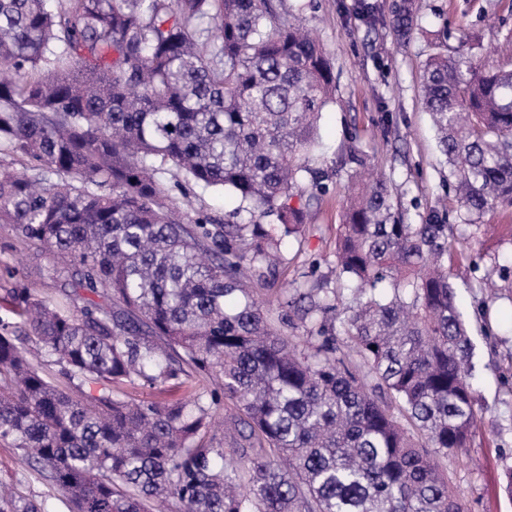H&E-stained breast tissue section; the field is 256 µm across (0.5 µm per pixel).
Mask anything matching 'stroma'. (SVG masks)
I'll return each instance as SVG.
<instances>
[{
  "instance_id": "obj_1",
  "label": "stroma",
  "mask_w": 512,
  "mask_h": 512,
  "mask_svg": "<svg viewBox=\"0 0 512 512\" xmlns=\"http://www.w3.org/2000/svg\"><path fill=\"white\" fill-rule=\"evenodd\" d=\"M380 17L370 26L357 16V0H285L312 29L325 48L336 77V93L318 123V146L305 162L332 172L329 192L312 209L301 241L286 243L283 262L273 285L260 296L277 310L284 289L309 281L334 285L336 228L342 219L350 184L340 161L345 133L357 129L360 146L371 166L402 187L400 205L409 216L447 208L465 251L462 263L448 269L474 344L473 383L481 407L483 434L462 456L444 457L447 470L469 512H512L504 492L505 470L512 467V237L503 235L501 212H489L470 224L444 184L448 166L437 146V135L420 93L423 62L435 50V33L447 29L448 50L467 37L483 64L512 60V0H410L415 25L401 38L391 22L397 0H372ZM175 202L190 200L189 217L221 216L234 208L228 193L200 187L182 193L183 177L166 174ZM50 258L37 245L0 223V298L23 284L38 297L65 302V279L48 271ZM493 276L497 295L481 287ZM0 483L17 488L41 512H69L62 492L44 481L19 450L0 441Z\"/></svg>"
}]
</instances>
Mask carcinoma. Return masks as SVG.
Instances as JSON below:
<instances>
[{"label": "carcinoma", "mask_w": 512, "mask_h": 512, "mask_svg": "<svg viewBox=\"0 0 512 512\" xmlns=\"http://www.w3.org/2000/svg\"><path fill=\"white\" fill-rule=\"evenodd\" d=\"M0 0V223L83 290L77 313L12 288L34 339L0 327V439L74 512H465L433 456L482 416L472 344L448 281L455 225L412 222L350 135L335 288L257 297L304 233L329 175L305 165L336 92L327 53L285 0ZM413 22L407 0L393 24ZM438 34L422 96L460 207H512V62L485 67ZM239 205L195 220L168 167ZM250 215L248 221L241 214ZM306 329L298 349L284 328ZM58 366L69 391L42 374ZM214 388L130 403L112 385ZM90 383L102 386L93 396ZM235 414L224 438L213 405ZM0 512H41L0 489Z\"/></svg>", "instance_id": "carcinoma-1"}]
</instances>
